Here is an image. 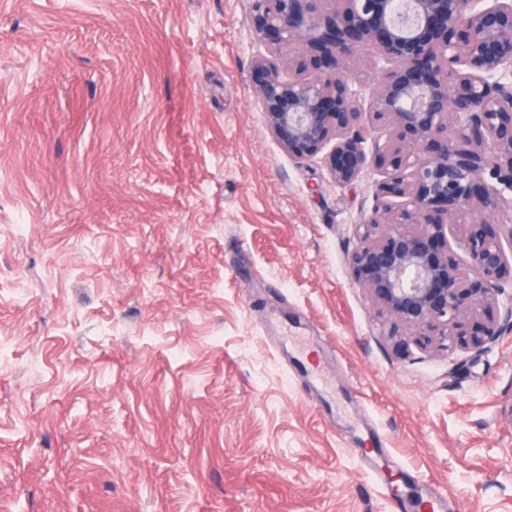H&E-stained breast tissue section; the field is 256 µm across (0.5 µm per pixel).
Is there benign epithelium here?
I'll return each mask as SVG.
<instances>
[{
    "instance_id": "benign-epithelium-1",
    "label": "benign epithelium",
    "mask_w": 512,
    "mask_h": 512,
    "mask_svg": "<svg viewBox=\"0 0 512 512\" xmlns=\"http://www.w3.org/2000/svg\"><path fill=\"white\" fill-rule=\"evenodd\" d=\"M322 2L251 0L267 128L338 185L380 174L355 225V279L419 342L481 348L512 323L493 313L512 281V224L500 223L512 212V0H407L401 12L395 0ZM367 46L368 101L349 78Z\"/></svg>"
}]
</instances>
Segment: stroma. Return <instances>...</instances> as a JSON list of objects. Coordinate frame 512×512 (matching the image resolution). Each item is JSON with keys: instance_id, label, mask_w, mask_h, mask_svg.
Masks as SVG:
<instances>
[{"instance_id": "obj_1", "label": "stroma", "mask_w": 512, "mask_h": 512, "mask_svg": "<svg viewBox=\"0 0 512 512\" xmlns=\"http://www.w3.org/2000/svg\"><path fill=\"white\" fill-rule=\"evenodd\" d=\"M250 0H0V512H512V332L402 345L375 171L268 132ZM450 502V499L447 498V493L443 490H438L433 485H428L425 494L421 497V502H416L413 508H418L419 503H421L420 506L430 512H447L452 511Z\"/></svg>"}]
</instances>
